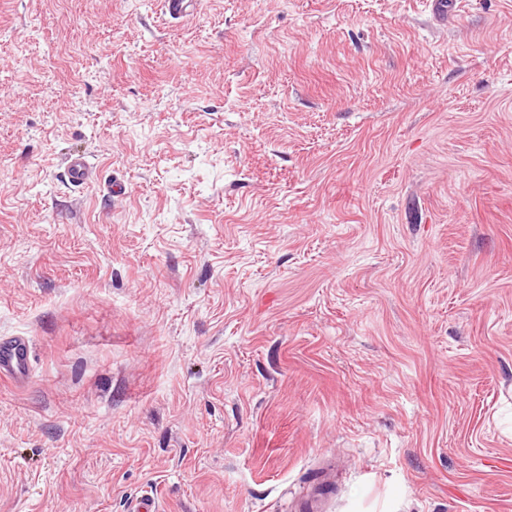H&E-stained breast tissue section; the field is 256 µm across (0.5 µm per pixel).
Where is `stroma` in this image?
<instances>
[{"label":"stroma","mask_w":512,"mask_h":512,"mask_svg":"<svg viewBox=\"0 0 512 512\" xmlns=\"http://www.w3.org/2000/svg\"><path fill=\"white\" fill-rule=\"evenodd\" d=\"M434 2L0 0V512H512V0ZM65 174L74 186L86 184L93 176V167L80 155L70 156L65 161ZM28 369L26 343L21 338L0 344V379L21 382Z\"/></svg>","instance_id":"1"}]
</instances>
